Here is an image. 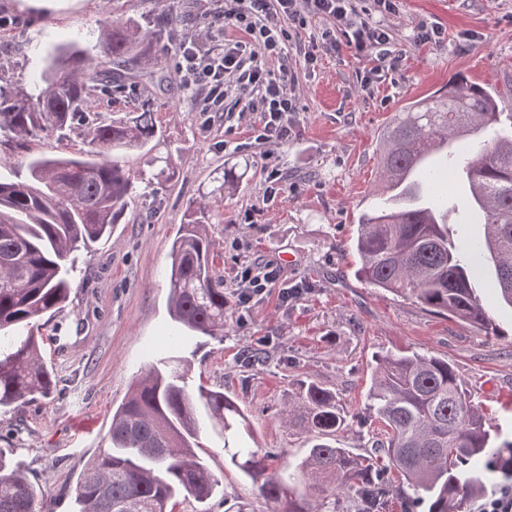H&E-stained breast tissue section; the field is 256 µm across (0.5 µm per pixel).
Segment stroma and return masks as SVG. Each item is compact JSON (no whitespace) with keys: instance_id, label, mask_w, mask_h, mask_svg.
Wrapping results in <instances>:
<instances>
[{"instance_id":"stroma-1","label":"stroma","mask_w":512,"mask_h":512,"mask_svg":"<svg viewBox=\"0 0 512 512\" xmlns=\"http://www.w3.org/2000/svg\"><path fill=\"white\" fill-rule=\"evenodd\" d=\"M206 0H0V77L21 87L39 81L37 56L62 43L79 42L95 55L103 13L141 27L173 14L175 39L163 73L174 77L179 42L201 38L204 47L239 39L233 26L208 29ZM51 29H44V18ZM393 68L370 86L360 77L377 65L376 55L344 50L319 53L314 64L291 55L297 92L292 120L296 138L285 145L255 143L247 123L229 124L222 113L198 106L201 88L170 92L149 77L114 83L95 110L101 118L154 113L158 155L173 154L172 180L160 182L146 156L125 155L137 173L136 191L110 237L76 258V284L65 308L38 320L34 331L56 375L52 397L0 412V448L13 449L35 491L37 512H72L74 488L88 462L109 445L112 410L126 397L134 376L161 356L188 360L192 385L224 391L250 426L239 447L270 453L269 471L287 469L311 445L308 434L286 428L279 416L285 397L300 380L336 392L347 421L336 445L364 453L380 433L377 422L360 423L376 357L418 352L448 361L475 405L501 438H512V307L495 302L501 329L493 336L426 306L375 288L359 278L353 241L361 215L377 201L378 135L407 103L445 88L456 76L480 86L502 85L512 74V0H401L389 18ZM445 32L438 44H420L419 26ZM80 133L18 145L0 142V175L24 165L33 153L77 151ZM240 180L210 209L214 267L229 299L223 336L178 343L166 308L169 252L189 205L219 185L226 168ZM287 176L286 189L265 195L264 171ZM433 189L456 205L453 234L481 237L467 223L465 188L457 177ZM263 259L281 269L282 299L274 287L262 299L240 302L232 283L240 261ZM264 350L263 364L249 361ZM199 455L221 481L211 512H275L259 484L225 465L221 441L209 424L200 429Z\"/></svg>"}]
</instances>
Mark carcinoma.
Segmentation results:
<instances>
[{
    "label": "carcinoma",
    "mask_w": 512,
    "mask_h": 512,
    "mask_svg": "<svg viewBox=\"0 0 512 512\" xmlns=\"http://www.w3.org/2000/svg\"><path fill=\"white\" fill-rule=\"evenodd\" d=\"M174 24L152 30L100 22L96 57L76 45L42 58L41 82L24 90L0 84V135L16 141L83 132L84 148L67 156L29 158L14 178L0 180V411L39 394L54 393L53 371L38 339L13 332L61 309L74 285V256L110 235L124 213L135 176L120 156L146 149L157 137L151 112L100 121L91 109L101 77H132L160 70L147 44ZM512 95L459 76L412 102L378 136L383 204L362 215L355 251L358 273L369 284L410 298L435 312L499 334L489 297L512 306V112L496 102ZM459 141L456 166L430 172L431 181L466 173L480 239L452 237L448 202L416 179L423 155ZM112 159H107V156ZM209 204L189 208L169 257L168 312L193 336H222L229 302L215 276L208 231ZM225 438L246 421L239 405L220 390L188 383L186 360L159 358L136 375L112 411L109 447L90 461L76 485V512H173L181 496L209 512L219 480L200 458V419ZM282 421L298 425L314 444L294 473L273 474L260 495L279 512H316V495L340 492L355 512H380L390 493L386 473L396 470L427 512H469L494 477L512 478V439L497 441L479 407L447 361L387 353L376 360L364 419L382 424L371 451L355 455L329 439L343 428L346 411L336 394L313 382L288 395ZM227 463L256 479L269 455L224 447ZM0 512H35V493L23 471L7 470L0 449Z\"/></svg>",
    "instance_id": "carcinoma-1"
}]
</instances>
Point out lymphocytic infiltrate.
<instances>
[{
	"label": "lymphocytic infiltrate",
	"mask_w": 512,
	"mask_h": 512,
	"mask_svg": "<svg viewBox=\"0 0 512 512\" xmlns=\"http://www.w3.org/2000/svg\"><path fill=\"white\" fill-rule=\"evenodd\" d=\"M377 19L362 16L360 0H221L213 13L216 22L239 28L243 39L203 50L198 45L178 51L180 80L184 87L205 88L201 106L205 112H220L228 96L245 99L238 120L248 121L257 141L288 144L296 129L291 115L296 110V95L287 70L273 72L269 58L287 59L289 25L306 18L329 21L324 35L330 50L350 48L356 54L377 51L387 60L391 33L384 17L398 13L399 0H372ZM236 285L241 301L263 298L280 279L279 269L270 263L244 262L237 271Z\"/></svg>",
	"instance_id": "f902f5d3"
}]
</instances>
